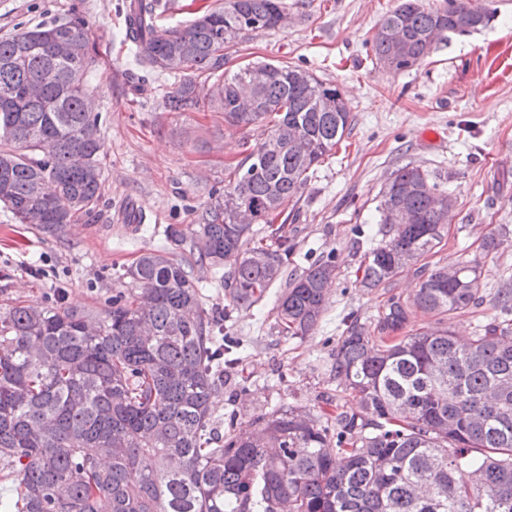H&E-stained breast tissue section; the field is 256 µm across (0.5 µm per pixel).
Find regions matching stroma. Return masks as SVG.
Masks as SVG:
<instances>
[{
    "instance_id": "stroma-1",
    "label": "stroma",
    "mask_w": 512,
    "mask_h": 512,
    "mask_svg": "<svg viewBox=\"0 0 512 512\" xmlns=\"http://www.w3.org/2000/svg\"><path fill=\"white\" fill-rule=\"evenodd\" d=\"M494 16L476 31L449 35L414 69L394 71L372 62L370 42L397 0H287L288 28L258 30L224 49L226 71L252 61L290 64L340 87L352 110L349 135L309 179L294 217L280 225L291 247L289 276L327 255L336 281L317 329L283 336L276 323L282 279L253 306L227 308L223 273L199 268L207 314L223 316L224 332L245 340L236 389L219 386L212 398L218 431L251 429L274 409L320 418L358 412L336 389V345L351 320L373 322L387 299H408L422 269L478 260L483 301L444 323L473 336L495 315L492 300L512 278V0H480ZM126 0H0V37L21 27L83 15L102 67L94 82L101 115L102 201L96 216L49 235L16 223L0 208V309L18 302L77 309L105 308L124 269L155 249L170 224H190L224 188L225 164L238 161L241 142H262L266 124L225 123L220 112H169L164 99L178 79L139 69L125 40ZM435 141H426V129ZM431 172L454 197L441 243L422 263L388 284L362 287L365 256L381 236L375 222L379 192L405 164ZM146 213L126 219L129 207ZM503 244L486 252L491 229Z\"/></svg>"
}]
</instances>
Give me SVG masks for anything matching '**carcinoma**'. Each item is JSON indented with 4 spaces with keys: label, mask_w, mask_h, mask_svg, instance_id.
Segmentation results:
<instances>
[{
    "label": "carcinoma",
    "mask_w": 512,
    "mask_h": 512,
    "mask_svg": "<svg viewBox=\"0 0 512 512\" xmlns=\"http://www.w3.org/2000/svg\"><path fill=\"white\" fill-rule=\"evenodd\" d=\"M156 2L137 0L133 40L139 66L183 75L166 111L206 105L233 126L267 122L279 149L242 141L224 192L196 223L168 225L167 244L119 276L107 309L0 311V463L21 486L0 512H512V286L495 297L504 318L469 340L430 326L386 340L413 311L478 305L476 260L434 268L409 301L390 298L374 325L355 321L340 337L336 387L370 424L345 411L330 425L274 409L246 434L214 427L212 395L245 344L204 311L194 268H227L230 302L258 304L290 247L262 245L253 225L238 223V207L257 224L288 221L352 115L337 86L297 66L249 63L224 74V47L278 28L286 0H224L166 29L152 19ZM492 18L474 0H401L373 36L375 64L409 70L428 56L429 33L440 28L445 39ZM397 30L408 39L402 56L388 38ZM98 66L80 15L0 37V204L18 223L56 235L99 206L104 142L89 82ZM257 67L270 75L244 112L241 86ZM437 190L419 166L394 172L376 207L382 239L366 256L364 287L440 243L448 212ZM397 205L416 223L393 227ZM335 278L330 255L288 281L276 306L281 335L314 330Z\"/></svg>",
    "instance_id": "carcinoma-1"
}]
</instances>
